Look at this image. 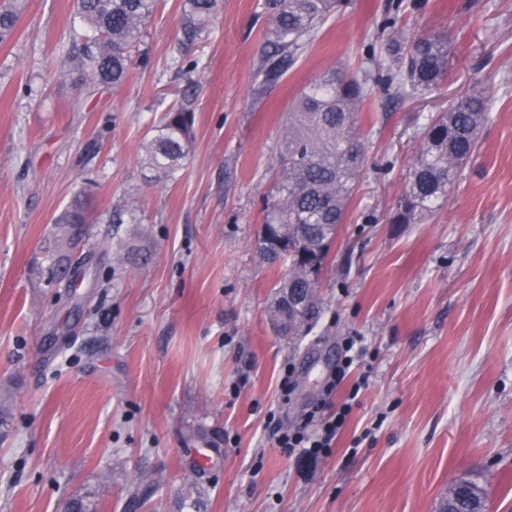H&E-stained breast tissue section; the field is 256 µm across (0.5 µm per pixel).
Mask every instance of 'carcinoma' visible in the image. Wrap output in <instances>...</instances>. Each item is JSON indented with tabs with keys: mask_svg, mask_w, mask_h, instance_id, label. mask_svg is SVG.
I'll return each instance as SVG.
<instances>
[{
	"mask_svg": "<svg viewBox=\"0 0 512 512\" xmlns=\"http://www.w3.org/2000/svg\"><path fill=\"white\" fill-rule=\"evenodd\" d=\"M184 35L192 41L211 24L218 0H187ZM158 0H76L81 30H73L65 62L79 68L89 90L116 88L141 61L142 31ZM346 0H265L273 50L260 59L264 82H274L304 51L326 19L341 12ZM20 7L16 0L0 7V42L12 35ZM386 18L376 36L383 37L385 57L377 82L395 89L394 96L423 95L450 76L453 61L448 36L434 32L408 39ZM367 81L343 66L320 73L289 108L279 156L275 201L265 208L264 225L285 230L281 247L262 253L271 264H288L275 297L286 288L311 289L301 321L308 325L320 312L318 284L307 280L308 264L324 267L338 226L362 174L355 157L366 151L358 127L370 95ZM490 103L474 90L452 102L422 127L418 146L405 175L404 189L392 217L395 224H422L448 195L461 169L472 159ZM193 116L182 107L166 113L157 135L144 146L155 180H168L185 158L192 139ZM91 186L80 190L56 223L85 226L93 214ZM488 492L477 480H455L441 498L442 512L487 510Z\"/></svg>",
	"mask_w": 512,
	"mask_h": 512,
	"instance_id": "carcinoma-1",
	"label": "carcinoma"
}]
</instances>
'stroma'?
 <instances>
[{
	"instance_id": "stroma-1",
	"label": "stroma",
	"mask_w": 512,
	"mask_h": 512,
	"mask_svg": "<svg viewBox=\"0 0 512 512\" xmlns=\"http://www.w3.org/2000/svg\"><path fill=\"white\" fill-rule=\"evenodd\" d=\"M263 4L221 0L189 43L186 0H160L144 63L91 97L63 63L76 0H26L0 42V512H192L191 486L202 512H435L463 476L487 512H512V0H403L407 37L450 35L453 76L366 100L321 316L290 340L268 314L286 268L255 247L286 113L330 67L376 76L392 0H350L259 97ZM470 90L491 100L474 161L429 221L391 223L418 129ZM183 104L190 153L155 182L143 146ZM89 179L90 272L69 297L41 268ZM347 336L368 385L328 453L304 459L278 439L346 398L326 382Z\"/></svg>"
}]
</instances>
